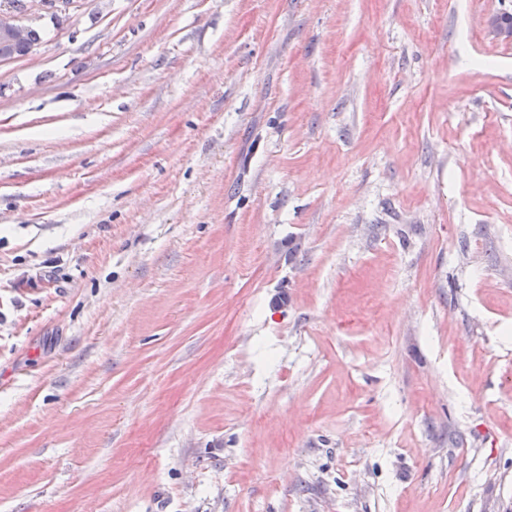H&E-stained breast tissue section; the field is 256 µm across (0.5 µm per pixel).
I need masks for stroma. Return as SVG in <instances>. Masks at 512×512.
I'll return each instance as SVG.
<instances>
[{"instance_id":"obj_1","label":"stroma","mask_w":512,"mask_h":512,"mask_svg":"<svg viewBox=\"0 0 512 512\" xmlns=\"http://www.w3.org/2000/svg\"><path fill=\"white\" fill-rule=\"evenodd\" d=\"M512 0H65L0 63V512H512Z\"/></svg>"}]
</instances>
